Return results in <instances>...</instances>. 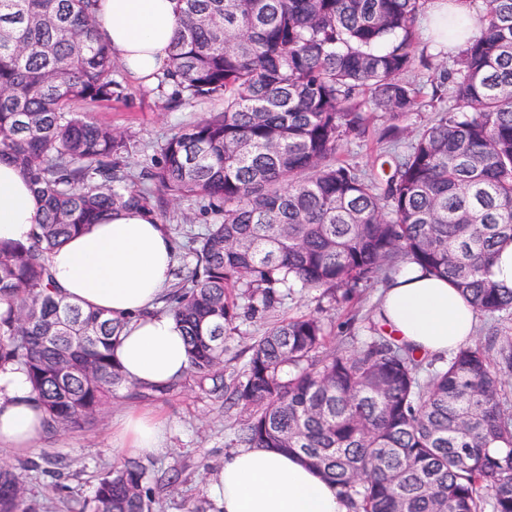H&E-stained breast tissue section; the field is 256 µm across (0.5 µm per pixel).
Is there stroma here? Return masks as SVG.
Wrapping results in <instances>:
<instances>
[{
  "label": "stroma",
  "instance_id": "stroma-1",
  "mask_svg": "<svg viewBox=\"0 0 512 512\" xmlns=\"http://www.w3.org/2000/svg\"><path fill=\"white\" fill-rule=\"evenodd\" d=\"M119 79L124 87L123 99L109 104L88 103L84 110L99 122L132 133L139 143L138 153L128 161L134 174L149 161L161 137L185 122L205 118L224 107L219 99L174 107L169 91L139 84L124 73ZM385 126V118L376 116L365 139L344 145V156L362 170L379 171V140ZM379 294V286L364 284L352 299L331 305L318 291L295 290L274 310L240 322L227 343L226 369L241 370L249 359L252 338L291 316L323 312L331 332L329 345L333 348L352 333L365 338ZM140 404L161 410L172 427L165 452L145 461L155 492L156 512H217L208 485L233 452L242 417L238 409L225 405L223 398L200 390L190 378L184 388L162 396L140 399L120 391L94 422L80 428L51 431L38 451L29 455L0 449V461L18 468L28 459L42 456L65 461L67 468L60 483H53L47 476L28 474L27 501L35 505L36 512H71L76 502L93 496L99 477L116 465L109 443L113 419Z\"/></svg>",
  "mask_w": 512,
  "mask_h": 512
}]
</instances>
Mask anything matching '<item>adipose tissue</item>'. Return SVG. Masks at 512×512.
<instances>
[{"instance_id":"obj_1","label":"adipose tissue","mask_w":512,"mask_h":512,"mask_svg":"<svg viewBox=\"0 0 512 512\" xmlns=\"http://www.w3.org/2000/svg\"><path fill=\"white\" fill-rule=\"evenodd\" d=\"M176 0H98V32L115 59L147 84L166 68L178 28ZM42 202L15 164L0 162V241L28 243ZM177 245L158 219L124 210L91 225L49 256L59 294L124 321L114 358L128 383L160 387L190 371L185 332L157 312L173 281ZM479 314L447 279L405 264L384 290L377 319L418 351L445 355L469 343ZM170 426L154 408H129L112 424L116 458L145 459L162 449ZM50 432L24 371L0 369V447L35 451ZM222 512H348L334 483L296 455L241 448L211 483Z\"/></svg>"}]
</instances>
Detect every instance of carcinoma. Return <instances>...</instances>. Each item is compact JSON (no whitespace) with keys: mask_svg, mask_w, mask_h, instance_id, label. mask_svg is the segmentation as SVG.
Segmentation results:
<instances>
[{"mask_svg":"<svg viewBox=\"0 0 512 512\" xmlns=\"http://www.w3.org/2000/svg\"><path fill=\"white\" fill-rule=\"evenodd\" d=\"M97 0H0V161L43 200L34 241L0 242V367L27 373L48 424L96 419L126 384L113 360L124 322L52 285L47 256L117 209L198 203L209 221L160 313L182 323L199 386L244 419L241 448L306 459L349 512H512V336L493 332L446 358H420L371 326L358 347L323 351L315 314L253 339L224 379L226 336L295 285L328 302L385 283L405 261L457 284L479 314L512 315L491 279L512 243V0H482L480 28L448 61L419 53L425 0H178L180 27L157 87L171 102L224 108L155 145L138 175L127 131L87 103L123 96L97 37ZM446 94L407 79L416 63ZM437 118L366 174L341 158L370 113L384 136ZM26 477L0 462V512H29ZM146 468L108 471L79 512H153Z\"/></svg>","mask_w":512,"mask_h":512,"instance_id":"cac0c4a2","label":"carcinoma"}]
</instances>
